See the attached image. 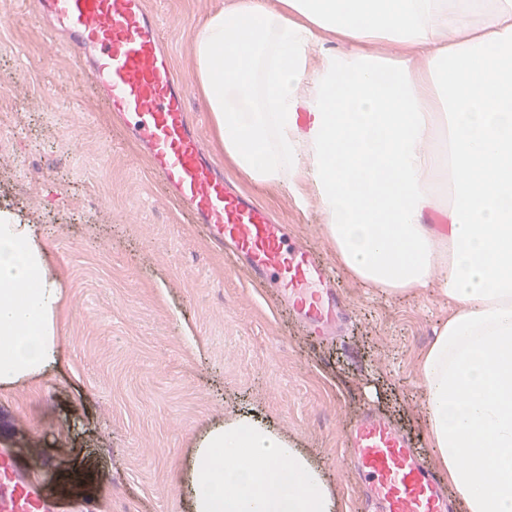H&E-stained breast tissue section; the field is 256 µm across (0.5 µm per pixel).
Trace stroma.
Here are the masks:
<instances>
[{
	"label": "stroma",
	"mask_w": 512,
	"mask_h": 512,
	"mask_svg": "<svg viewBox=\"0 0 512 512\" xmlns=\"http://www.w3.org/2000/svg\"><path fill=\"white\" fill-rule=\"evenodd\" d=\"M235 2L146 0L219 163L195 36ZM224 172L329 266L351 308L336 337L311 335L274 289L252 284L186 222L38 0L0 6V211L33 225L60 290L59 363L0 385V448L30 470L51 463L49 495L83 471L72 499L98 512H194L199 439L250 415L319 469L334 512H365L345 444L362 410L436 460L417 365L448 319V299L434 282L402 295L369 288L337 259L317 200L301 208L287 186Z\"/></svg>",
	"instance_id": "1"
}]
</instances>
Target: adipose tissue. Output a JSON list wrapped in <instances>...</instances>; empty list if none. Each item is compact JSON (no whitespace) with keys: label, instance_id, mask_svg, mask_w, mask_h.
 Wrapping results in <instances>:
<instances>
[{"label":"adipose tissue","instance_id":"1","mask_svg":"<svg viewBox=\"0 0 512 512\" xmlns=\"http://www.w3.org/2000/svg\"><path fill=\"white\" fill-rule=\"evenodd\" d=\"M195 42L238 172L315 195L368 286L440 274L450 313L418 368L428 439L466 512H512V0H239ZM378 43L396 54H368ZM438 182L441 232L426 222ZM45 265L29 225L0 213L1 385L58 359ZM195 469L194 512H333L321 474L250 416L208 433Z\"/></svg>","mask_w":512,"mask_h":512}]
</instances>
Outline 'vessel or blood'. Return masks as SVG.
<instances>
[{
    "label": "vessel or blood",
    "mask_w": 512,
    "mask_h": 512,
    "mask_svg": "<svg viewBox=\"0 0 512 512\" xmlns=\"http://www.w3.org/2000/svg\"><path fill=\"white\" fill-rule=\"evenodd\" d=\"M39 12L90 72L111 111L149 160L169 195L211 243L231 248L250 277L277 288L315 335L336 329L342 302L327 267L267 210L232 190L202 147L189 110L190 89L171 72L160 22L146 0H39ZM348 461L378 512H448L437 473L385 419L366 415L348 438ZM42 494L38 476L0 448V512H66Z\"/></svg>",
    "instance_id": "1"
}]
</instances>
